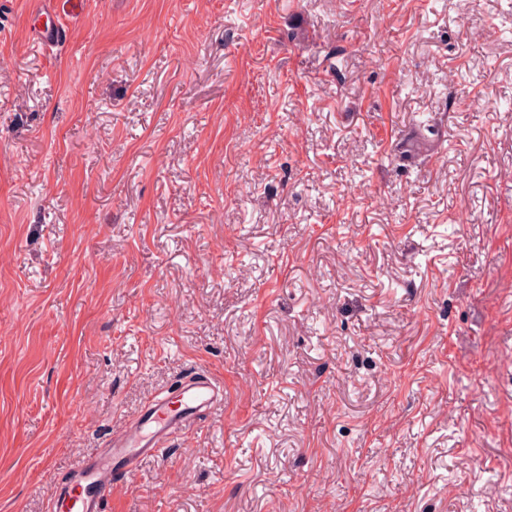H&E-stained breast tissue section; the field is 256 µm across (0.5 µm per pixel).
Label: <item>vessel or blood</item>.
<instances>
[{
	"mask_svg": "<svg viewBox=\"0 0 512 512\" xmlns=\"http://www.w3.org/2000/svg\"><path fill=\"white\" fill-rule=\"evenodd\" d=\"M223 405V384L205 372L189 374L169 394L155 395L123 434L80 462L73 482L56 488L50 512H103L113 486L137 476L144 460L185 433L200 415Z\"/></svg>",
	"mask_w": 512,
	"mask_h": 512,
	"instance_id": "obj_1",
	"label": "vessel or blood"
}]
</instances>
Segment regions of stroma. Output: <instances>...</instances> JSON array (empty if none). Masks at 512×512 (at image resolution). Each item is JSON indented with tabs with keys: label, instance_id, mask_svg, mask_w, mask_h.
I'll return each instance as SVG.
<instances>
[{
	"label": "stroma",
	"instance_id": "obj_1",
	"mask_svg": "<svg viewBox=\"0 0 512 512\" xmlns=\"http://www.w3.org/2000/svg\"><path fill=\"white\" fill-rule=\"evenodd\" d=\"M189 370L106 512H512V0H0V512Z\"/></svg>",
	"mask_w": 512,
	"mask_h": 512
}]
</instances>
